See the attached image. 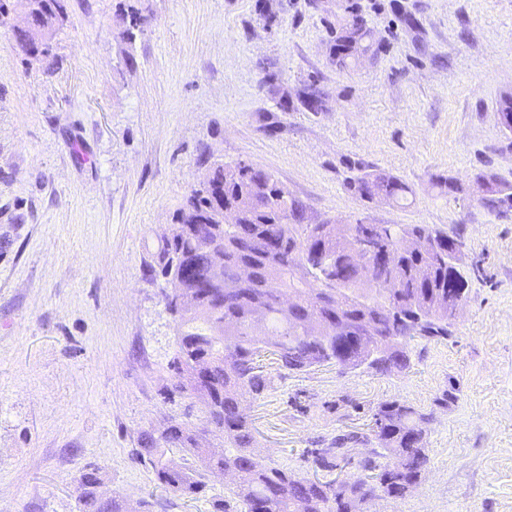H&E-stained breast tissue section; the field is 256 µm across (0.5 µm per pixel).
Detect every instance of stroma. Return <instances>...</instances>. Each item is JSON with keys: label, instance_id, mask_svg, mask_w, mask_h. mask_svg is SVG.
<instances>
[{"label": "stroma", "instance_id": "stroma-1", "mask_svg": "<svg viewBox=\"0 0 512 512\" xmlns=\"http://www.w3.org/2000/svg\"><path fill=\"white\" fill-rule=\"evenodd\" d=\"M65 0L49 55L30 57L0 0V512H78V481L152 512H212L232 485L179 499L137 455L142 431L184 419L168 401L176 321L146 264L211 164L245 160L306 207L309 223L427 224L456 235L469 295L445 340L414 338L411 367L333 364L274 376L245 399L253 451L314 477L309 452L368 427L399 399L429 415L417 488L369 512H512V211L489 213L477 174L512 182V0H358L384 41L340 70L332 0ZM411 13L418 34L397 21ZM317 79L325 111L296 94ZM412 190L352 194L355 163ZM461 183L457 199L435 177ZM456 399L441 405L446 389Z\"/></svg>", "mask_w": 512, "mask_h": 512}]
</instances>
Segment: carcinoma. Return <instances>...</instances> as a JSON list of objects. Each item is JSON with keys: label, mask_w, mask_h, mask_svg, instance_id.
Returning a JSON list of instances; mask_svg holds the SVG:
<instances>
[{"label": "carcinoma", "mask_w": 512, "mask_h": 512, "mask_svg": "<svg viewBox=\"0 0 512 512\" xmlns=\"http://www.w3.org/2000/svg\"><path fill=\"white\" fill-rule=\"evenodd\" d=\"M46 10L32 23L57 30L65 21L64 0H45ZM141 11L129 5L117 15L119 35L130 39ZM329 58L338 69L377 57L382 43L359 5L328 22ZM348 189L367 201L406 199L409 188L398 178L367 166L355 167ZM481 203L490 212L512 210V184L480 174ZM440 193L457 196L465 188L438 176ZM238 212L234 224H217L221 209ZM366 225L306 223L305 207L268 172L248 163L217 164L191 191L173 217L153 261L166 279L165 299L175 312L176 351L171 366L177 383L171 396L196 399L206 427L170 423L160 432L144 431L138 454L150 465L155 481L170 493L194 500L205 492L209 476L231 472L237 480L230 498L217 497L212 512H364L377 498H401L420 482L428 457L427 417L399 399L372 413L367 431L336 436L324 449L311 451L317 471L331 473L351 466L358 476L321 481L294 474L254 454L252 422L240 410L245 396L257 399L271 388L261 352L268 346L277 369L298 373L335 363L377 373L410 368L408 342L448 338V303L468 294L462 273V244L455 235L427 224L392 228L386 241L391 269L376 261L359 263L353 252ZM216 242L206 252L202 242ZM333 256L342 269V287H323L320 261ZM224 266V279L247 267L245 286L211 292L208 275ZM389 276L397 287L383 292L379 280ZM356 324L373 335L351 336ZM223 440L224 451L204 448L200 431ZM377 442L359 457L358 446ZM181 455V461L174 454ZM92 468L80 477L79 512H150L116 495L98 493Z\"/></svg>", "instance_id": "carcinoma-1"}]
</instances>
